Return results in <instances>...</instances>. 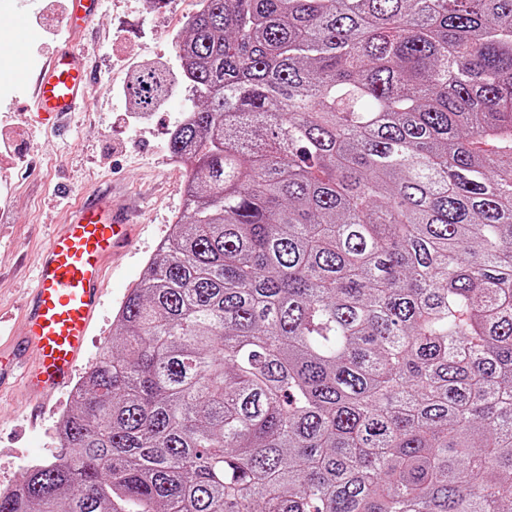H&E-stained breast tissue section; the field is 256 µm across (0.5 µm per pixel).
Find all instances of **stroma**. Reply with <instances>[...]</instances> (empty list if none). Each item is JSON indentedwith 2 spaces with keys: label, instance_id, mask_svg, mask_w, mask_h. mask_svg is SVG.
<instances>
[{
  "label": "stroma",
  "instance_id": "obj_1",
  "mask_svg": "<svg viewBox=\"0 0 512 512\" xmlns=\"http://www.w3.org/2000/svg\"><path fill=\"white\" fill-rule=\"evenodd\" d=\"M28 0H0V16H15L35 37L8 58L11 78L0 86V131L11 155L0 154V346L19 331L22 305L34 285V261L66 213L90 194L105 191L134 216L132 242L107 266L106 294L83 361L91 368L112 339L118 308L144 276L149 260L173 230L182 208L188 172L170 163L167 142L190 103L188 92L174 95L156 112L126 121L125 91L131 76L121 62L176 67L173 41L198 10V0H102L81 44L93 71V104L69 120L58 136L40 128L31 112L18 107L22 69H35L62 47V0H44L39 13L15 14ZM58 395L37 425L20 383L0 387V487L20 486L32 462L57 456L58 419L71 404Z\"/></svg>",
  "mask_w": 512,
  "mask_h": 512
}]
</instances>
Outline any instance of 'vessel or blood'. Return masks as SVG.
<instances>
[{"instance_id": "vessel-or-blood-1", "label": "vessel or blood", "mask_w": 512, "mask_h": 512, "mask_svg": "<svg viewBox=\"0 0 512 512\" xmlns=\"http://www.w3.org/2000/svg\"><path fill=\"white\" fill-rule=\"evenodd\" d=\"M101 6L102 0H65L62 20L71 37L80 35L81 21ZM91 85L83 55L70 45L44 62L31 82L21 83L19 92L41 124L55 127L91 106ZM130 233L126 217L108 197H94L72 211L38 254L21 339L9 363L0 364V386L20 377L38 407L71 386L102 304L106 265ZM31 349L37 354L32 365L25 359Z\"/></svg>"}]
</instances>
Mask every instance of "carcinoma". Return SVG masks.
Masks as SVG:
<instances>
[{
  "label": "carcinoma",
  "mask_w": 512,
  "mask_h": 512,
  "mask_svg": "<svg viewBox=\"0 0 512 512\" xmlns=\"http://www.w3.org/2000/svg\"><path fill=\"white\" fill-rule=\"evenodd\" d=\"M174 48L180 215L0 512H512V0H200Z\"/></svg>",
  "instance_id": "carcinoma-1"
}]
</instances>
